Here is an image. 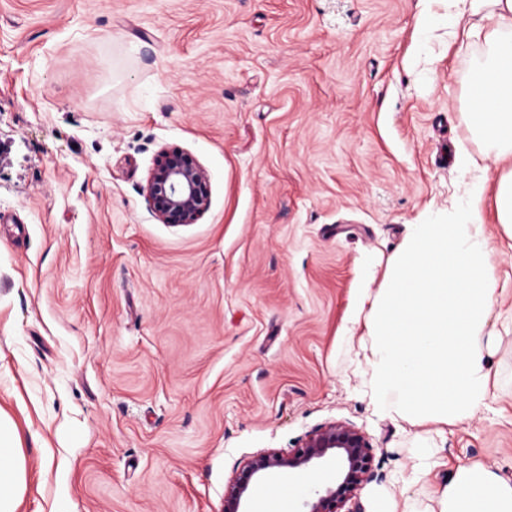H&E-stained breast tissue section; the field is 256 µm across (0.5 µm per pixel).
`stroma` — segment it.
Returning <instances> with one entry per match:
<instances>
[{
	"mask_svg": "<svg viewBox=\"0 0 512 512\" xmlns=\"http://www.w3.org/2000/svg\"><path fill=\"white\" fill-rule=\"evenodd\" d=\"M422 0H0V408L20 512H222L236 468L338 422L372 446L349 512H436L458 466L512 482L503 163L466 130L486 28ZM460 144L466 172L442 156ZM209 176L194 224L142 188L160 150ZM486 184L485 407L371 403L362 296L410 225ZM430 468L412 481L413 467ZM28 491V464L17 425L0 408V512H19Z\"/></svg>",
	"mask_w": 512,
	"mask_h": 512,
	"instance_id": "stroma-1",
	"label": "stroma"
}]
</instances>
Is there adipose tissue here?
<instances>
[{
  "label": "adipose tissue",
  "mask_w": 512,
  "mask_h": 512,
  "mask_svg": "<svg viewBox=\"0 0 512 512\" xmlns=\"http://www.w3.org/2000/svg\"><path fill=\"white\" fill-rule=\"evenodd\" d=\"M450 18L488 23L486 51L475 66L467 130L497 159L512 157V0H435ZM28 464L18 428L0 410V512H18ZM439 512H512V483L481 466L458 467L438 497Z\"/></svg>",
  "instance_id": "adipose-tissue-1"
}]
</instances>
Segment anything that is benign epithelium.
<instances>
[{"instance_id":"1","label":"benign epithelium","mask_w":512,"mask_h":512,"mask_svg":"<svg viewBox=\"0 0 512 512\" xmlns=\"http://www.w3.org/2000/svg\"><path fill=\"white\" fill-rule=\"evenodd\" d=\"M143 195L163 224H194L209 208V179L205 169L180 150L159 152ZM334 461L336 482L317 490L304 502V512H340L371 469V444L358 429L340 423L319 426L288 454L260 453L237 467L224 496V512H249L247 505L276 470L301 473L316 464Z\"/></svg>"}]
</instances>
